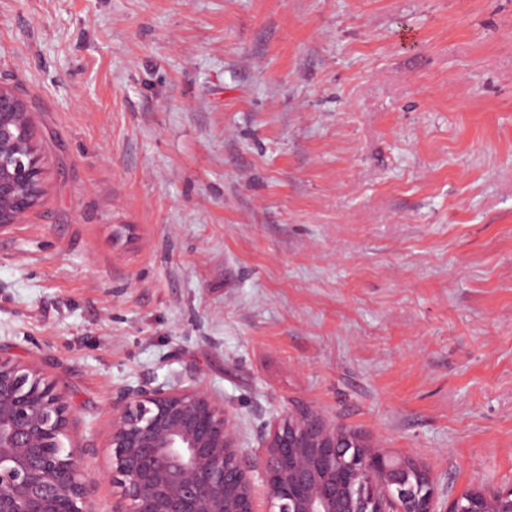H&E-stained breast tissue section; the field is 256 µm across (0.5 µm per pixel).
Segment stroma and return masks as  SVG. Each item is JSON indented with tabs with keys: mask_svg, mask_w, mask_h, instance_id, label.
I'll return each instance as SVG.
<instances>
[{
	"mask_svg": "<svg viewBox=\"0 0 512 512\" xmlns=\"http://www.w3.org/2000/svg\"><path fill=\"white\" fill-rule=\"evenodd\" d=\"M45 161L0 229V355L71 404L199 384L250 463L303 404L512 485V0H0Z\"/></svg>",
	"mask_w": 512,
	"mask_h": 512,
	"instance_id": "obj_1",
	"label": "stroma"
}]
</instances>
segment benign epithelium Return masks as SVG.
Returning a JSON list of instances; mask_svg holds the SVG:
<instances>
[{
	"label": "benign epithelium",
	"instance_id": "7a95c632",
	"mask_svg": "<svg viewBox=\"0 0 512 512\" xmlns=\"http://www.w3.org/2000/svg\"><path fill=\"white\" fill-rule=\"evenodd\" d=\"M24 102L0 87V227L37 204L43 157ZM72 414L41 369L0 358V512H94L93 484L64 446ZM112 512H256L254 466L223 401L197 385H139L112 402ZM259 473L276 512H512V486L439 502L430 471L391 459L297 406L264 434Z\"/></svg>",
	"mask_w": 512,
	"mask_h": 512
}]
</instances>
